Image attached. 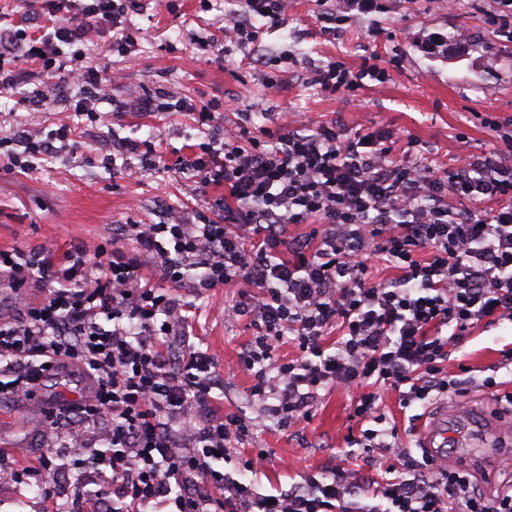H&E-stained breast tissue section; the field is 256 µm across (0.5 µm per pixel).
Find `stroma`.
Listing matches in <instances>:
<instances>
[{"label": "stroma", "instance_id": "1", "mask_svg": "<svg viewBox=\"0 0 512 512\" xmlns=\"http://www.w3.org/2000/svg\"><path fill=\"white\" fill-rule=\"evenodd\" d=\"M141 0V10L130 18L137 41L130 53L112 49V30H92L85 42L88 60L121 70L124 80L108 97L96 103L105 123L79 118L76 151L40 163L24 173L0 166V247L41 248L55 253L81 247L93 250L104 229L120 231L125 224H156L166 209L203 210L207 198L195 191L190 175L164 167L138 169L127 174L124 164L104 166L103 157L121 139H149L162 135L165 154L221 138L226 124L251 122L255 127H295L301 117L316 122L341 119L346 127L390 129L408 136L411 149L422 161L452 165L466 154L479 161L492 152L495 140L484 127L487 116L512 117V41L495 36L486 22L496 10L495 0H459L447 11L433 0H385L386 10L352 20L340 36L323 33L316 20L318 0H290L288 15L279 26L256 19L262 27L263 61L246 58L236 47H223L221 27L228 15L242 9V0ZM408 28L409 40L399 31ZM467 29L468 41L456 38ZM445 39L441 52L426 48L431 36ZM373 56L389 75L364 78L357 93L330 94L311 85L309 68L330 61L359 69ZM157 100V112H126L130 94ZM184 99L214 106L220 124L201 128L196 116L176 111ZM65 108L62 94H54L50 111L17 104L0 97V137L20 128L51 126ZM186 310L187 322L172 337L174 354L185 346L206 352L217 361L221 386L214 390L224 409L246 416L248 436L236 445L246 458L265 451L268 462L260 472L244 473L262 494L288 491L305 477L324 472L339 460L362 486L384 475L379 454L349 446L348 415L351 398L345 392L321 393L310 421L283 426L269 416L251 393V378L237 372L236 362L256 331L248 320L224 318V291L216 288L197 295L184 288L171 290ZM512 347V322L478 326L465 336L448 362L449 373L467 366L483 379L497 368L499 384L492 389L470 388L464 402L470 429L512 451V373L499 369L503 349ZM87 395L80 378L51 380L44 397L30 401L0 400V450L22 452L24 459H39L53 446L48 489L16 479L0 480V512H72L86 490H111L110 471L98 470L89 448L68 447L63 433L44 424L45 398L72 404ZM379 408L396 421L399 438L412 455L442 409V401L402 408L394 392L382 393Z\"/></svg>", "mask_w": 512, "mask_h": 512}]
</instances>
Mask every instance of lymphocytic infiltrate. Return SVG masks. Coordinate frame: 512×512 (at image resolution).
Masks as SVG:
<instances>
[{
    "label": "lymphocytic infiltrate",
    "mask_w": 512,
    "mask_h": 512,
    "mask_svg": "<svg viewBox=\"0 0 512 512\" xmlns=\"http://www.w3.org/2000/svg\"><path fill=\"white\" fill-rule=\"evenodd\" d=\"M244 4V16L226 21L224 39L250 51L260 43L255 16L280 24L288 0ZM139 8L140 0H48L47 29L26 43L0 26V96L43 109L55 78L71 112L47 134L1 137V165L28 170L68 146L74 116L90 112L119 76L97 64L66 69L65 48L104 27L120 31L115 48L127 50L134 44L127 22ZM25 65L42 78L31 89L19 78ZM380 72L367 61L356 71L332 61L311 82L354 93ZM488 125L493 155L445 168L414 159L390 130L351 131L334 120L279 126L259 139L238 125L225 129L219 146L191 145L177 160L210 197L209 211L188 218L173 209L159 224L123 225L92 252L0 248V286L16 305L0 318V395L31 398L48 378L78 374L89 397L57 403L50 426L77 438L85 424L110 419L98 462L112 473L118 512H162L168 504L175 512H512V461L502 465L500 487L485 493L441 455L416 458L399 447L377 405L382 388L406 408L465 396L466 380L448 375L445 362L474 327L512 321V165L496 160L512 154V119ZM215 211L223 221L212 219ZM293 224L310 230L289 238ZM126 240L137 253L123 249ZM145 255L174 286L224 289L225 318L256 326L237 368L283 425L310 420L319 389L354 393L351 417L361 431L348 442L396 463V477L375 489L380 504L358 502V481L341 466L277 495L213 468L215 460L231 462L249 424L216 409L214 357L190 347L176 361L163 348L181 307L151 284ZM375 261L389 263L395 277L374 281ZM189 267L198 276L187 278ZM34 286L43 292L36 303L27 299ZM334 331L329 355L323 341ZM287 335L301 351L291 360L275 354Z\"/></svg>",
    "instance_id": "lymphocytic-infiltrate-1"
}]
</instances>
